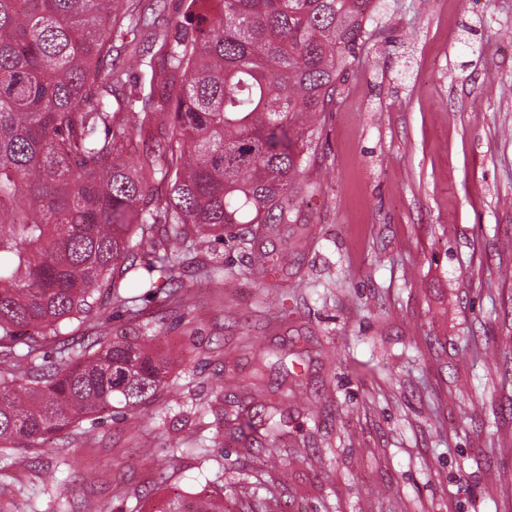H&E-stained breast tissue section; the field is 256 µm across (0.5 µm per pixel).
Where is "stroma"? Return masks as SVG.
Masks as SVG:
<instances>
[{
	"label": "stroma",
	"instance_id": "stroma-1",
	"mask_svg": "<svg viewBox=\"0 0 512 512\" xmlns=\"http://www.w3.org/2000/svg\"><path fill=\"white\" fill-rule=\"evenodd\" d=\"M366 30L323 116L307 244L271 241L287 271L254 276L227 239L189 254L178 301L139 302L166 388L1 450V504L153 512L206 485L226 512H512V0H383ZM137 322L112 306L73 336ZM219 381L253 415L298 384L287 447L221 440ZM193 433L223 474L169 462Z\"/></svg>",
	"mask_w": 512,
	"mask_h": 512
}]
</instances>
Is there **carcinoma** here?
<instances>
[{
    "label": "carcinoma",
    "mask_w": 512,
    "mask_h": 512,
    "mask_svg": "<svg viewBox=\"0 0 512 512\" xmlns=\"http://www.w3.org/2000/svg\"><path fill=\"white\" fill-rule=\"evenodd\" d=\"M373 2L189 0L147 34L160 0H0V449L155 400L169 362L150 337L64 344L45 365V330L83 323L104 288L137 320L127 290L177 299L182 253L224 228L270 238L300 223L297 179ZM233 239L251 270H285L247 232ZM295 396L285 386L268 406L271 448ZM226 424L241 442L257 432ZM156 512H224V499L204 487Z\"/></svg>",
    "instance_id": "carcinoma-1"
}]
</instances>
